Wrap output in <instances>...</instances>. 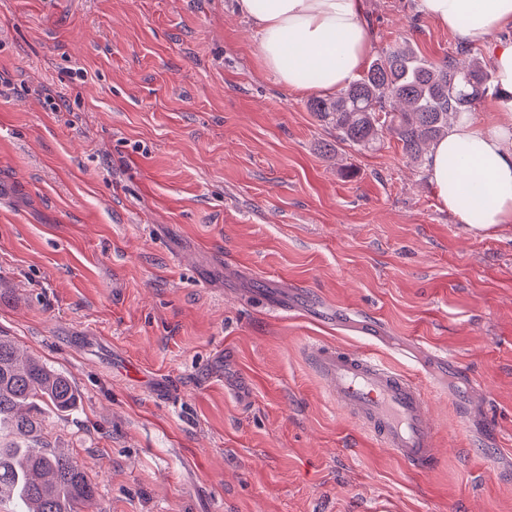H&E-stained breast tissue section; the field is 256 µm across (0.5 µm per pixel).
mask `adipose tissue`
Returning <instances> with one entry per match:
<instances>
[{"mask_svg": "<svg viewBox=\"0 0 512 512\" xmlns=\"http://www.w3.org/2000/svg\"><path fill=\"white\" fill-rule=\"evenodd\" d=\"M418 2L424 15L470 39L512 29V0ZM237 8L257 29L261 67L293 93L340 91L371 50L361 0H237ZM489 59L504 92L493 116L458 120L428 160L443 206L475 230L512 224V39L494 42Z\"/></svg>", "mask_w": 512, "mask_h": 512, "instance_id": "1", "label": "adipose tissue"}]
</instances>
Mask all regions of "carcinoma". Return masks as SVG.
<instances>
[{
    "instance_id": "1",
    "label": "carcinoma",
    "mask_w": 512,
    "mask_h": 512,
    "mask_svg": "<svg viewBox=\"0 0 512 512\" xmlns=\"http://www.w3.org/2000/svg\"><path fill=\"white\" fill-rule=\"evenodd\" d=\"M491 89L502 94L480 62H433L402 43L382 51L338 95L308 106L340 141L368 151L394 138L406 158L419 162ZM78 399L67 375L20 358L0 336V503L18 500L26 512H102L85 469L43 441V408L67 414Z\"/></svg>"
}]
</instances>
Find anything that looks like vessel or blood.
Listing matches in <instances>:
<instances>
[{"label": "vessel or blood", "instance_id": "vessel-or-blood-1", "mask_svg": "<svg viewBox=\"0 0 512 512\" xmlns=\"http://www.w3.org/2000/svg\"><path fill=\"white\" fill-rule=\"evenodd\" d=\"M308 355L329 398L381 447L417 470L436 462L439 430L415 379L386 366L367 348L316 344Z\"/></svg>", "mask_w": 512, "mask_h": 512}]
</instances>
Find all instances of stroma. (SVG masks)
Returning a JSON list of instances; mask_svg holds the SVG:
<instances>
[{"mask_svg":"<svg viewBox=\"0 0 512 512\" xmlns=\"http://www.w3.org/2000/svg\"><path fill=\"white\" fill-rule=\"evenodd\" d=\"M363 6L371 56L488 58L417 0ZM256 44L236 0H0V336L81 394L47 440L102 512H512V224L339 141ZM371 321L439 382L431 469L309 359Z\"/></svg>","mask_w":512,"mask_h":512,"instance_id":"1","label":"stroma"}]
</instances>
